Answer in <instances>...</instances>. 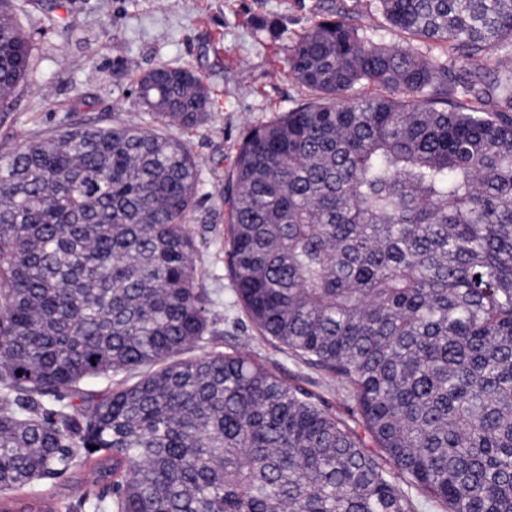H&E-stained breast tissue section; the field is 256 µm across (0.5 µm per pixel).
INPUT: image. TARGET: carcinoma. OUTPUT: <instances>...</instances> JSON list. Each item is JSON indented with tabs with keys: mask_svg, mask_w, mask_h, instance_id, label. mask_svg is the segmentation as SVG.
I'll list each match as a JSON object with an SVG mask.
<instances>
[{
	"mask_svg": "<svg viewBox=\"0 0 512 512\" xmlns=\"http://www.w3.org/2000/svg\"><path fill=\"white\" fill-rule=\"evenodd\" d=\"M379 9L468 62L457 89L332 14L288 47L312 97L245 137L225 202L249 320L336 377L382 456L246 353L176 358L219 313L185 225L198 164L167 129L213 100L159 64L137 81L151 124L0 153V512H418L401 480L512 512V0ZM31 50L0 0V126Z\"/></svg>",
	"mask_w": 512,
	"mask_h": 512,
	"instance_id": "obj_1",
	"label": "carcinoma"
}]
</instances>
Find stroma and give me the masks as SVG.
Masks as SVG:
<instances>
[{"label":"stroma","instance_id":"35a3bbf8","mask_svg":"<svg viewBox=\"0 0 512 512\" xmlns=\"http://www.w3.org/2000/svg\"><path fill=\"white\" fill-rule=\"evenodd\" d=\"M13 0L33 51L9 134L0 153L54 133L70 121L139 125L150 117L135 82L160 63L182 66L208 86L213 107L205 122L175 136L199 165L197 203L186 227L196 247L199 286L220 319L203 341L184 351L247 352L287 381L321 396L333 411L344 400L333 376L258 335L233 292L225 262L224 186L246 134L308 96L288 74V46L329 11L367 25L387 45L405 42L378 0Z\"/></svg>","mask_w":512,"mask_h":512}]
</instances>
